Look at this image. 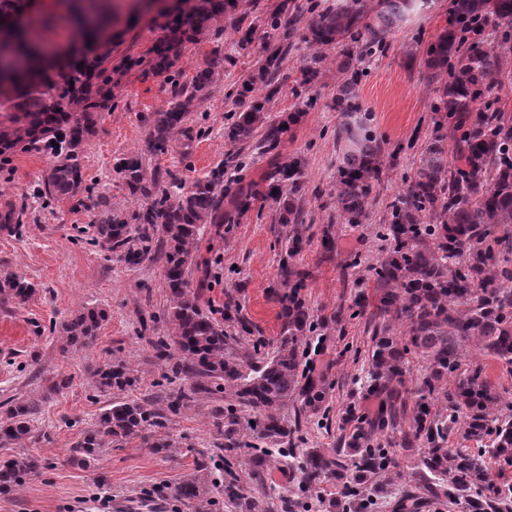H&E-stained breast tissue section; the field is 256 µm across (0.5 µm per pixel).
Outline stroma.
Here are the masks:
<instances>
[{
    "label": "stroma",
    "instance_id": "obj_1",
    "mask_svg": "<svg viewBox=\"0 0 512 512\" xmlns=\"http://www.w3.org/2000/svg\"><path fill=\"white\" fill-rule=\"evenodd\" d=\"M283 1L299 21L294 47L280 67L281 90L268 111L276 119L292 112L301 115L279 148L281 155L299 158L308 176L303 208L309 242L294 263L307 274L303 294L311 309L342 312L340 321L325 330L320 347L310 352L329 389L323 411L302 414L300 435L303 447L334 448L350 431L349 410L377 411L378 402L366 395L361 378L371 344L368 323L377 303L374 268L387 248L380 226L431 134L437 92L425 65L426 48L447 27L450 0H428L362 66L359 102L370 112L377 136L397 153L384 166L366 224L353 227L336 220L335 134L341 115L335 98L344 78L339 51H328L315 84L300 83V68L313 52L305 40L307 22L333 0H240L236 14L254 28L248 49L238 47L239 34L228 18L188 46L179 63L183 77L217 61L216 89L189 114L165 153L149 155L144 120L167 107L170 84L130 71L112 111L100 114L81 165L85 184L108 191L113 208L121 210L134 207L135 201L113 166L132 153L148 154L149 171L159 172L165 184L173 179L193 182L220 163L230 172L244 164L245 182L259 180L271 156L252 148L234 155L224 141V125L231 92L264 60L269 23ZM51 166L50 156L31 151L15 154L0 167V207L11 206L22 217L19 234L0 232V277L19 274L35 286L25 303L0 304V404L31 397L43 405L32 441L19 449L0 446V462L19 450L42 462L40 473L18 493L0 494V512H94L101 495L111 500L112 512H240L235 500L221 492L202 502L175 494L178 484L196 473L198 461L208 465L206 479L222 476L224 432L214 425L212 413L227 402L217 388L198 406L169 408L172 394L185 387L186 379L174 371L181 356L168 327L162 258L130 267L94 244L87 232L95 218L93 199L80 204L55 200L47 206L35 202ZM275 225L274 212L264 208L226 232L206 226L197 262L189 268V286L202 307L220 309L232 301L270 342L279 332V306L272 293L280 285L279 262L287 248ZM326 229L336 239L329 255L321 247ZM355 257L360 263L354 267L350 261ZM357 300L364 305L359 316L349 310ZM86 304L104 309L107 318L91 345H66L63 325ZM112 359L125 360L137 378L125 398L148 401L162 415L163 433L172 446L159 451L136 439L112 447L89 470L71 461L69 450L109 401L96 389L92 371ZM62 376L69 377L70 385L59 391L54 384ZM296 481V470L283 463L268 467L263 484L245 478L241 485L265 494L270 512H331L332 483L306 498L294 495Z\"/></svg>",
    "mask_w": 512,
    "mask_h": 512
}]
</instances>
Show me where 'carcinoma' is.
I'll return each mask as SVG.
<instances>
[{
  "instance_id": "obj_1",
  "label": "carcinoma",
  "mask_w": 512,
  "mask_h": 512,
  "mask_svg": "<svg viewBox=\"0 0 512 512\" xmlns=\"http://www.w3.org/2000/svg\"><path fill=\"white\" fill-rule=\"evenodd\" d=\"M239 0H197L188 14L169 16L163 35L146 51L128 54L112 63L113 41L106 37L89 52L55 68L46 63V35L53 25L39 20L33 27L13 26L6 55L0 58V165L18 152H44L54 159L39 195L82 204L84 186L80 156L95 134L96 115L112 110L115 90L125 75L137 69L143 76H163L172 84L173 104L147 118L150 152L162 153L190 112L210 97L214 71L206 66L188 81H180L177 63L190 44L232 14ZM427 0H334L312 17L306 40L315 53L301 70V83H314L325 59L323 51L340 48V69L350 77L336 93V111L345 121L336 129L344 144L337 170L336 217L357 226L366 222L376 185L386 160L384 141L377 138L371 115L355 95L359 66L373 48L385 46L390 34ZM448 28L426 49L425 65L437 83L431 137L422 147L414 171L406 177L403 194L387 207L383 238L385 255L374 269L378 322L372 328L365 388L382 398L377 415L350 412L357 420L343 440L351 461L340 449L298 448L297 428L288 425L282 410L288 403L316 411L327 395V383L316 379L305 361L302 343L319 327L336 322L339 313L316 315L302 290L305 275L292 259L305 240L301 203L306 176L302 162L283 159L278 148L300 115L267 119L266 104L278 92V72L290 45L279 44L236 91L240 110L224 126V140L241 150L257 141L273 155L266 177L248 189H232L218 166L206 177L187 185L172 180L157 190L143 156L121 158L114 167L139 207L123 215L112 210L102 192L94 207L98 219L90 225L92 240L109 252H121L130 265L155 256L153 233L160 241L168 288L171 336L184 358L181 370L195 383L179 390L175 404L188 405L224 384L232 396L224 421V450H241L236 435L241 424L273 445L282 457L298 460V490H316L331 481L336 486L333 507L359 512L362 492L376 493L402 474L399 461L379 438L397 430L400 447L418 452L409 476L432 497L462 502L468 512H512V483H497L489 463L512 469V419L498 415L503 399L480 367L465 363L467 347L512 366V113L483 104L488 92L505 74L504 58L512 51V0H452ZM67 19L80 40L112 29L114 16L100 3L73 0ZM494 24L491 41H471L475 26ZM263 86V99L255 95ZM483 107H478V104ZM460 166L448 158V130ZM229 207H224V199ZM273 209L277 223L288 229V248L280 262L282 289L274 293L280 306L276 344L257 337L250 347L233 344L211 315L198 304L187 282L188 267L198 255L201 230L208 224H238L255 202ZM20 225L12 208L0 213V231L12 234ZM34 292L24 277L0 280V304L23 303ZM107 314L85 305L64 326L71 344H90ZM224 322L252 335V323L224 304ZM420 363L415 391L407 389L411 359ZM96 387L105 393L124 392L136 382L127 362L111 360L93 370ZM413 396H408V393ZM39 401L14 402L0 417V445L21 443L34 435ZM160 427L159 414L137 400L119 396L102 408L94 423L71 448V459L95 469L114 443L147 439L146 431ZM462 436L488 448L448 447L449 438ZM273 463L263 450L244 462V473L257 481ZM41 468L40 460L20 453L0 464V493L20 488ZM217 483L193 475L177 486V496L204 500Z\"/></svg>"
}]
</instances>
